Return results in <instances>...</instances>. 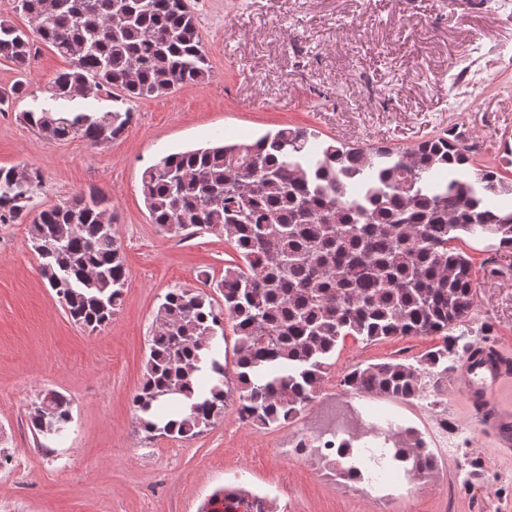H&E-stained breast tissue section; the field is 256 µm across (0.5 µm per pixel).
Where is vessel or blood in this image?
I'll list each match as a JSON object with an SVG mask.
<instances>
[{"instance_id": "b4317fda", "label": "vessel or blood", "mask_w": 512, "mask_h": 512, "mask_svg": "<svg viewBox=\"0 0 512 512\" xmlns=\"http://www.w3.org/2000/svg\"><path fill=\"white\" fill-rule=\"evenodd\" d=\"M512 376V354L494 341L473 345L465 354L457 379L480 432L495 436L500 447H512V410L502 406L499 396L503 380Z\"/></svg>"}]
</instances>
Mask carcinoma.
Masks as SVG:
<instances>
[{
  "mask_svg": "<svg viewBox=\"0 0 512 512\" xmlns=\"http://www.w3.org/2000/svg\"><path fill=\"white\" fill-rule=\"evenodd\" d=\"M32 22L25 32L0 15V58L24 73L38 45L70 61L51 96L88 99L110 93L133 101L209 77L202 35L187 0H15ZM24 81L0 92V112L26 94ZM18 117L48 138L96 146L119 136L131 111H23ZM474 146L462 133L413 147L321 141L284 127L252 143H224L168 154L144 169L149 217L179 235L219 232L237 259L224 266V303L176 288L157 313L144 381L133 397L145 439L193 438L233 406L250 427L294 421L317 397L348 336H440L415 363L357 366L343 377L356 393L411 401L439 397L457 328L474 310V272L463 237L512 249V178L497 166L470 174ZM43 176L27 166L0 168V224H26L32 246L45 248L40 271L71 319L106 325L123 301L127 270L106 197L75 195L33 211ZM234 335L229 375L219 335ZM50 412L35 407L33 430L71 421L70 401L49 391ZM405 443L371 446L368 459L418 471L432 458L419 432ZM224 512H273L267 499L222 491Z\"/></svg>",
  "mask_w": 512,
  "mask_h": 512,
  "instance_id": "obj_1",
  "label": "carcinoma"
}]
</instances>
